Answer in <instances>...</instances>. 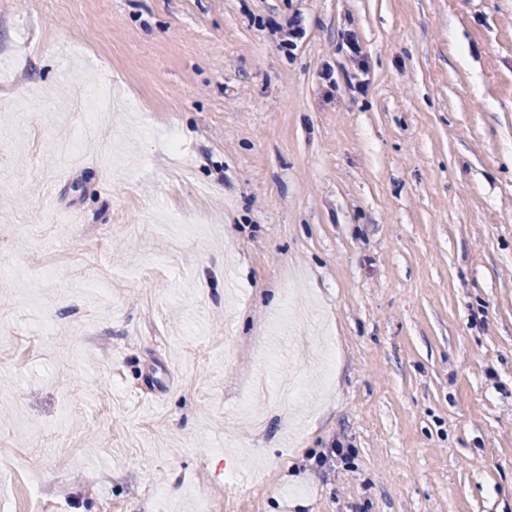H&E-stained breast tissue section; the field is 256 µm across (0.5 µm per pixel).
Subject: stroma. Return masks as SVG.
Returning <instances> with one entry per match:
<instances>
[{
    "mask_svg": "<svg viewBox=\"0 0 512 512\" xmlns=\"http://www.w3.org/2000/svg\"><path fill=\"white\" fill-rule=\"evenodd\" d=\"M0 85V512H512V0H0Z\"/></svg>",
    "mask_w": 512,
    "mask_h": 512,
    "instance_id": "1",
    "label": "stroma"
}]
</instances>
